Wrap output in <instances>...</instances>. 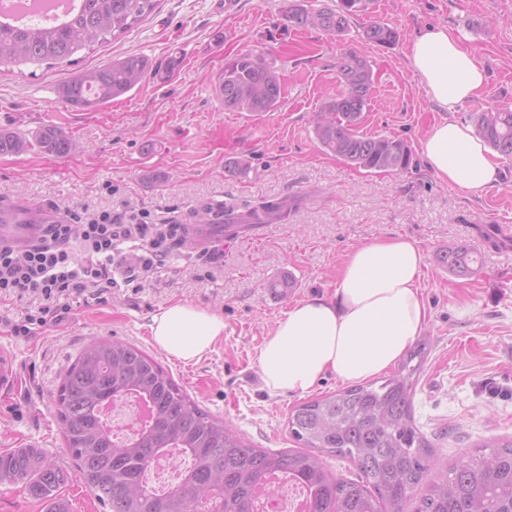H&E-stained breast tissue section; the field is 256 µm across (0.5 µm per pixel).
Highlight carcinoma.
Listing matches in <instances>:
<instances>
[{"label":"carcinoma","mask_w":512,"mask_h":512,"mask_svg":"<svg viewBox=\"0 0 512 512\" xmlns=\"http://www.w3.org/2000/svg\"><path fill=\"white\" fill-rule=\"evenodd\" d=\"M370 0H336L333 8L308 10L291 0L288 22L341 36L364 14ZM158 0H78L57 22L24 27L0 23V62L48 67L110 41L150 16ZM366 41L389 47L400 39L393 26L375 21ZM339 90L314 118L322 149L370 173L401 174L411 169L410 147L392 137L360 132L374 76L359 53L346 51L336 61ZM158 67L142 56L112 60L78 73L59 88L61 98L89 110L119 98ZM224 108L255 114L274 111L281 83L263 56L242 53L225 61L218 76ZM477 134L500 158L512 162V110L483 112ZM42 152L64 155L74 148L62 131L45 126L36 134ZM26 149V141L0 130V154ZM284 205L268 201L240 215L224 212L219 232L232 236L251 225L280 218ZM439 262L459 277L475 272L473 251L454 244ZM426 343L407 352L389 377L303 402L288 415V432L307 448L349 459L354 479H338L320 459L305 451L255 448L238 432L197 405L165 368L138 347L122 341L87 346L62 374L56 410L65 445L89 491L109 512H255V490L284 475L307 489L308 512H407L412 494L427 471L432 444L414 417L413 398L423 368ZM134 398L152 407L149 421L117 443L103 408L112 400ZM488 452L472 455L448 469L446 481L432 486L415 512H512V439L489 442ZM191 460L179 481L162 491L147 482L151 462L164 454ZM69 473L37 448L0 452V483L20 484L47 512H69L60 489Z\"/></svg>","instance_id":"1"}]
</instances>
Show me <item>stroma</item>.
<instances>
[{
  "label": "stroma",
  "mask_w": 512,
  "mask_h": 512,
  "mask_svg": "<svg viewBox=\"0 0 512 512\" xmlns=\"http://www.w3.org/2000/svg\"><path fill=\"white\" fill-rule=\"evenodd\" d=\"M285 0H240L236 15L217 0H160L156 11L116 40L81 52L77 63L31 69L0 64V130L23 137L47 125L76 144L65 155L36 148L0 155V199L32 200L61 210H145L190 224L200 205L226 200L255 206L284 200L282 220L242 231V244L219 241L208 260L197 245L174 252L162 275L140 288H115L103 304L73 301L60 325L14 335L19 304L0 300V348L12 352L22 378L0 393V451L38 448L71 479L62 495L71 512H103L76 476L54 398L62 373L91 342L116 339L153 356L209 413L256 447L298 449L287 420L298 400L270 393L256 362L277 321L296 302L333 296L347 254L376 237L406 235L425 256L421 291L428 323L423 371L414 396L417 425L434 444L433 465L418 493L442 482L449 467L494 440L512 437V238L490 241L489 224L512 225V165L480 196L438 178L424 161L401 176L369 173L321 150L314 115L337 90L336 58L353 50L374 70L361 130L403 139L412 151L443 119L422 78L409 66L410 45L428 26L447 28L488 75L482 95L453 120L474 125L478 113L512 106V0H373L367 15L333 39L289 24ZM402 36L385 48L362 40L371 21ZM254 52L274 62L280 107L255 117L224 110L212 92L225 60ZM128 55L148 58L158 75L96 110L63 101L58 88L75 72ZM174 73L164 67L172 58ZM243 158V173L228 175ZM466 243L481 258L458 277L437 254ZM292 275L286 298L268 282ZM185 302L224 318V336L200 360L185 364L154 346L152 317Z\"/></svg>",
  "instance_id": "1"
}]
</instances>
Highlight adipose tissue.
<instances>
[{
    "mask_svg": "<svg viewBox=\"0 0 512 512\" xmlns=\"http://www.w3.org/2000/svg\"><path fill=\"white\" fill-rule=\"evenodd\" d=\"M409 63L433 102L455 111L480 95L484 69L447 29L423 30ZM421 155L440 179L473 195L499 180V167L469 126L444 119L421 143ZM425 256L414 240L376 238L344 260L333 297L315 296L289 308L258 354L266 389L302 396L325 375L353 384L392 367L421 336L427 309L419 286ZM154 344L185 363L199 360L224 334L221 316L176 302L152 317Z\"/></svg>",
    "mask_w": 512,
    "mask_h": 512,
    "instance_id": "adipose-tissue-1",
    "label": "adipose tissue"
}]
</instances>
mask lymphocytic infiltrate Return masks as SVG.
<instances>
[{
	"mask_svg": "<svg viewBox=\"0 0 512 512\" xmlns=\"http://www.w3.org/2000/svg\"><path fill=\"white\" fill-rule=\"evenodd\" d=\"M179 231L134 213L70 212L42 225L24 248L0 243V297L26 306L14 335L59 325L80 296L102 303L118 284L139 285L162 272Z\"/></svg>",
	"mask_w": 512,
	"mask_h": 512,
	"instance_id": "f902f5d3",
	"label": "lymphocytic infiltrate"
}]
</instances>
